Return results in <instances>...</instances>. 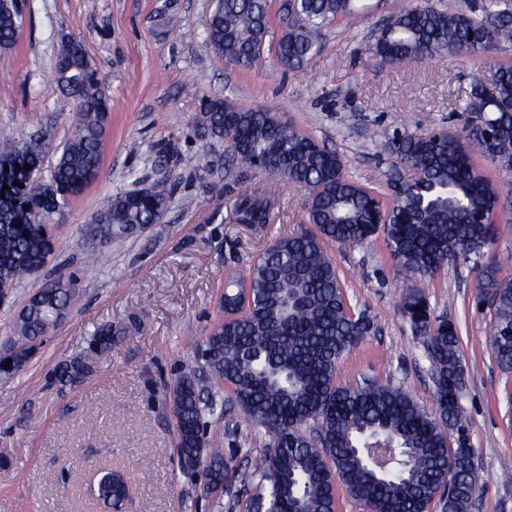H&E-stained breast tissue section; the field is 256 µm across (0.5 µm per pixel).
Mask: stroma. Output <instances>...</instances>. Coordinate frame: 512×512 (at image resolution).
<instances>
[{
	"instance_id": "obj_1",
	"label": "stroma",
	"mask_w": 512,
	"mask_h": 512,
	"mask_svg": "<svg viewBox=\"0 0 512 512\" xmlns=\"http://www.w3.org/2000/svg\"><path fill=\"white\" fill-rule=\"evenodd\" d=\"M354 3L358 24L328 26L320 53L297 72L275 56L285 0H272L264 58L251 68L200 52L215 0H16V41L0 49V138L39 141L49 177L78 123L55 81L67 38L84 44L110 111L98 177L50 220L55 248L44 275L74 279L78 298L25 369L0 380V512H116L88 487L98 469L130 487L117 512H215L199 495L201 476L178 466L168 384L177 370L199 366L197 345L221 318L225 266L246 267L275 237L300 231L308 190L254 172L227 180L223 142L198 130L207 104L269 110L335 149L349 178L385 193L396 160L371 129L463 134L465 94L490 75L478 55L389 65L368 48L401 0ZM160 181L172 196L162 219L104 244V259L92 261L87 242L104 201ZM256 182L276 196L261 228L233 219L238 192ZM330 252L351 311L374 321L340 359L337 384L369 380L432 406L426 338L401 313L404 283L383 238ZM477 274L475 262L461 261L414 285L433 316L458 327L461 421L481 486L471 512H512V373L494 361L492 314L476 307L471 288ZM96 325L111 326V354L79 388L61 387L57 367L86 351ZM248 431L236 412L208 420V439L242 471L263 453L261 444L239 445Z\"/></svg>"
}]
</instances>
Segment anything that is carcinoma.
<instances>
[{"mask_svg": "<svg viewBox=\"0 0 512 512\" xmlns=\"http://www.w3.org/2000/svg\"><path fill=\"white\" fill-rule=\"evenodd\" d=\"M4 2L0 47L9 48L18 25ZM286 17L277 58L301 71L318 54L322 29L335 19L353 21L358 12L351 0H288ZM271 27V0H217L203 46L230 64L251 67ZM506 42H512V0H477L468 13L409 0L387 19L369 51L402 68L446 55L487 56ZM489 68L488 83L473 84L464 105L473 115L469 145L431 128L375 134L404 170L390 183L387 200L350 180L336 151L273 113L226 112L222 101L209 104L203 131L224 142L231 164L251 169L260 159L269 175L309 190L305 223L312 229L274 240L245 272L224 270V321L198 344L200 370L169 385L181 462L190 470L202 467L217 486H250L248 512H336L338 481L368 512H428L435 501L442 512H470L481 487L473 449L459 435L464 369L457 326L432 318L420 289L403 288L402 312L427 338L431 410L388 385L336 384L339 359L371 333L373 322L351 312L327 246H356L381 235L409 278H430L450 264L484 257L494 245V224L512 223V190L498 188L472 158L475 152L512 168V63L491 60ZM55 74L79 104V120L49 180L39 181L41 152L0 143V298L39 277L54 248L50 216L80 196L101 166L108 108L81 42L62 43ZM170 199L159 182L109 198L96 216L92 242L122 241L150 227ZM273 204L265 185L245 190L235 203L236 223H269ZM474 294L493 309L492 352L499 367L512 372V276L502 274L499 259L481 264ZM77 296L71 280L42 282L0 349L1 380L24 370ZM88 349L96 356L111 353L112 327L95 328ZM93 372L80 354L59 366L57 380L77 387ZM229 407L269 437L247 474L201 437L206 417ZM310 425L314 437L306 432Z\"/></svg>", "mask_w": 512, "mask_h": 512, "instance_id": "1", "label": "carcinoma"}]
</instances>
